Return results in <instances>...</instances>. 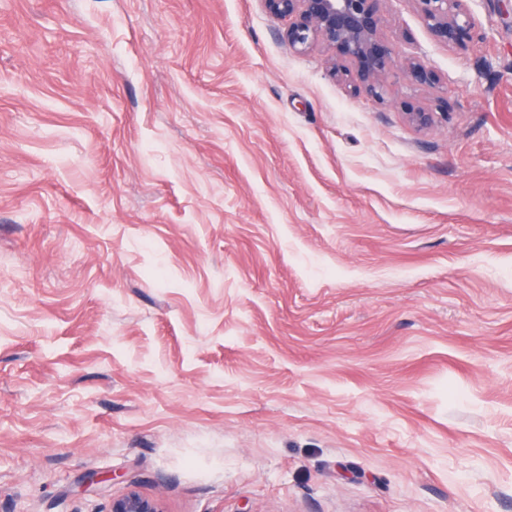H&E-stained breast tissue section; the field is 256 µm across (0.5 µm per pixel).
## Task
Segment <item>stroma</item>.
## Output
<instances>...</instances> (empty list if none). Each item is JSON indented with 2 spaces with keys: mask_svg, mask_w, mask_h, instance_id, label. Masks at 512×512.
<instances>
[{
  "mask_svg": "<svg viewBox=\"0 0 512 512\" xmlns=\"http://www.w3.org/2000/svg\"><path fill=\"white\" fill-rule=\"evenodd\" d=\"M468 6L389 0L439 85L379 102L262 0H0V512H512V0ZM469 0H415L431 34L450 46L457 44L473 26ZM107 512H163V510L157 500L131 490L120 497L112 498L110 510Z\"/></svg>",
  "mask_w": 512,
  "mask_h": 512,
  "instance_id": "stroma-1",
  "label": "stroma"
}]
</instances>
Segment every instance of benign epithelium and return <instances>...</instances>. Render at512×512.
<instances>
[{
  "instance_id": "7a95c632",
  "label": "benign epithelium",
  "mask_w": 512,
  "mask_h": 512,
  "mask_svg": "<svg viewBox=\"0 0 512 512\" xmlns=\"http://www.w3.org/2000/svg\"><path fill=\"white\" fill-rule=\"evenodd\" d=\"M266 11L288 21L281 37L295 52L321 48L334 75L352 91L382 100L385 79L401 69L414 88L434 87L439 80L423 64L400 63L396 46L383 36L388 0H262ZM431 34L450 46L458 43L473 26L468 0H415ZM407 121L424 129L434 123V113H405ZM109 512H163L160 503L136 491L112 499Z\"/></svg>"
}]
</instances>
